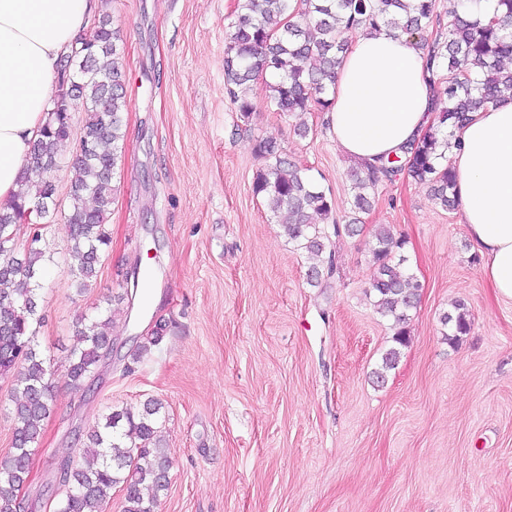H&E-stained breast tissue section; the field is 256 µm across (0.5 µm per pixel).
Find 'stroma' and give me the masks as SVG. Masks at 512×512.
<instances>
[{"mask_svg":"<svg viewBox=\"0 0 512 512\" xmlns=\"http://www.w3.org/2000/svg\"><path fill=\"white\" fill-rule=\"evenodd\" d=\"M236 0H104L120 33L125 155L113 178L112 245L90 291L77 293L66 228L43 235L53 253L35 342L55 372L21 496L54 512L44 490L79 436L108 407L163 406L171 466L157 512H512V300L482 273L456 208L400 174L382 181L355 236H331L338 272L307 282L309 254L290 243L252 183L266 161L257 140L329 189L347 215L355 160L324 113L304 119L256 104L242 118L224 90ZM406 240L422 285L411 339L384 384L373 373L392 344L374 310L369 242L379 226ZM144 270L138 282L125 273ZM464 300L471 332L449 346L443 312ZM113 316V354L90 390L64 375L80 317ZM168 331L130 354L156 320Z\"/></svg>","mask_w":512,"mask_h":512,"instance_id":"1","label":"stroma"}]
</instances>
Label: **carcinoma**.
Segmentation results:
<instances>
[{
    "mask_svg": "<svg viewBox=\"0 0 512 512\" xmlns=\"http://www.w3.org/2000/svg\"><path fill=\"white\" fill-rule=\"evenodd\" d=\"M496 2V15L486 22L455 7L449 9L447 25L430 39L424 32L440 24L436 0H237L224 52V82L227 96L244 119L254 111L245 89L268 72L277 77L265 86L276 111L287 115L328 111L346 51V44L337 38L343 27L370 32L386 27L417 37L426 50L429 81L436 88L437 125L406 145L404 156L351 174L356 193L344 226L337 224L333 198L307 169L282 156L276 140L256 143V152L268 164L257 171L253 192L266 200L274 216L286 217L289 240L320 258L309 269L311 286H321L337 272L334 253L326 252L325 226L332 225L336 235L342 230L349 235L360 231V214L370 206L367 192L381 181L404 171L417 183L431 184L442 207L455 205L454 173L445 148L472 113L484 110L496 95L512 93V68L504 64L512 59V0ZM90 38L87 44H73L59 61L81 75L85 113L80 130L83 148L71 163L69 206L63 216L70 255L77 261L74 283L81 293L95 285L101 258L112 243L107 217L113 203L112 180L125 152L127 107L119 35L109 14L99 15ZM70 100V85L58 83L46 121L31 144L18 190L0 205V375L12 377L14 403L12 448L9 458L0 461V512H21L17 492L28 479L43 421L54 401L50 367L35 344L36 326L43 320L41 280L52 256L41 237L17 245L14 229L30 205H42L43 219L56 211V185L48 173L60 167V148L72 136V124L54 108ZM405 244L386 226L375 229L369 242L374 308L392 321L394 329L393 345L374 372L379 383L396 367L409 342L410 312L422 288L404 267ZM441 321L448 326L446 337L452 345L471 332L462 300ZM111 328L110 313L78 322L65 372L70 386L80 389L94 377L112 351ZM166 332L167 323L158 322L134 350L133 360L158 345ZM161 409L162 403L153 398L137 409H113L83 434L81 459L65 460L63 492L54 512H103L119 484L124 491L122 512H155L169 487L167 449L158 437Z\"/></svg>",
    "mask_w": 512,
    "mask_h": 512,
    "instance_id": "cac0c4a2",
    "label": "carcinoma"
}]
</instances>
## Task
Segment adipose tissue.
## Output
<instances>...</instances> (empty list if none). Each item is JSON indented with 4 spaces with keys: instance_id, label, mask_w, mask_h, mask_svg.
I'll return each mask as SVG.
<instances>
[{
    "instance_id": "adipose-tissue-1",
    "label": "adipose tissue",
    "mask_w": 512,
    "mask_h": 512,
    "mask_svg": "<svg viewBox=\"0 0 512 512\" xmlns=\"http://www.w3.org/2000/svg\"><path fill=\"white\" fill-rule=\"evenodd\" d=\"M101 0H0V201L18 188L46 120L61 55ZM326 114L338 149L366 167L399 156L437 122L416 38L348 34ZM448 151L459 222L483 257L497 297L512 300V97L472 113Z\"/></svg>"
}]
</instances>
